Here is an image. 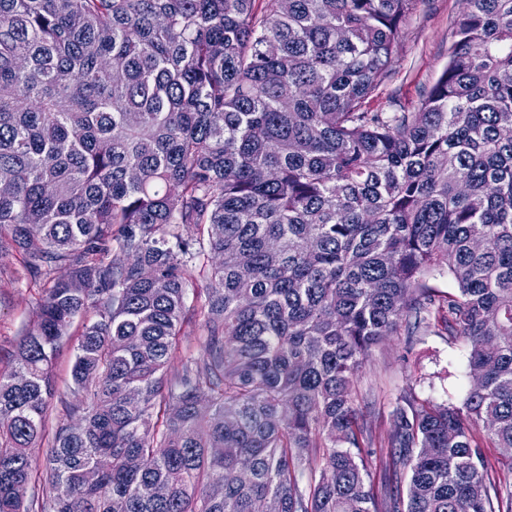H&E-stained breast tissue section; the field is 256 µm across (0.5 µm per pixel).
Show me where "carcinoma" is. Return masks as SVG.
I'll return each mask as SVG.
<instances>
[{
  "mask_svg": "<svg viewBox=\"0 0 512 512\" xmlns=\"http://www.w3.org/2000/svg\"><path fill=\"white\" fill-rule=\"evenodd\" d=\"M418 2L0 0V267L42 283L0 370V512H512L477 441L512 448V0H466L418 111H372ZM88 308L83 423L39 472ZM441 308L480 385L401 394L377 439L352 377ZM73 353V339L64 340L60 345L53 367L54 381L58 393L64 392L69 385Z\"/></svg>",
  "mask_w": 512,
  "mask_h": 512,
  "instance_id": "cac0c4a2",
  "label": "carcinoma"
}]
</instances>
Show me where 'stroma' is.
Here are the masks:
<instances>
[{"mask_svg": "<svg viewBox=\"0 0 512 512\" xmlns=\"http://www.w3.org/2000/svg\"><path fill=\"white\" fill-rule=\"evenodd\" d=\"M462 0H419L400 25V40L389 78L369 99L371 110L417 111L421 97L448 63L452 31ZM39 291L19 261L0 269V369L13 360L17 342L36 321ZM461 340L428 335L407 344L402 334L386 337L355 376L359 408L375 435L390 430L396 397L411 389L434 403L461 400L471 381Z\"/></svg>", "mask_w": 512, "mask_h": 512, "instance_id": "stroma-1", "label": "stroma"}]
</instances>
